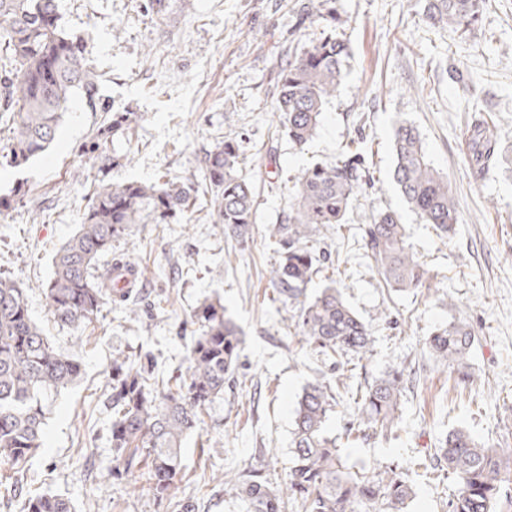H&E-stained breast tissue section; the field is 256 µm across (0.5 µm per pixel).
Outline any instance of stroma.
<instances>
[{
  "instance_id": "stroma-1",
  "label": "stroma",
  "mask_w": 512,
  "mask_h": 512,
  "mask_svg": "<svg viewBox=\"0 0 512 512\" xmlns=\"http://www.w3.org/2000/svg\"><path fill=\"white\" fill-rule=\"evenodd\" d=\"M331 2L350 46L338 91L313 138L295 147L276 112L281 63L318 33ZM178 23L148 11V0H58L61 25L80 34L85 57L111 108H133L143 121L117 176L153 182L192 177L221 136L236 138L244 176L254 187L256 224L246 245L225 237L209 204L198 201L174 224H136L112 244L142 273L136 304L105 306L97 321L57 323L42 285L52 257L78 230L98 171L81 155L104 113L74 96L54 141L26 165H0V274L22 289L32 319L82 366L54 396L44 446L24 467L27 490L68 498L75 512H176L196 499L199 512H237L231 479L249 467L283 486L291 466L293 408L310 383L339 385L328 430L347 464L400 468L415 486L409 512H448L456 488L446 472L412 462L452 428L512 448V0H484L467 39L425 18L426 0H169ZM495 123L499 154L474 164L465 132ZM411 123L431 165L447 178L459 212L443 239L405 203L392 178L393 130ZM372 159L373 186L361 188L342 230L316 236V295L337 281L346 302L370 324L375 343L360 361L327 356L294 334L297 308L276 301L270 235L288 209V189L312 163L333 161L351 142ZM393 210L427 272V285L397 291L361 247L357 227ZM221 301L243 334L240 366L223 396L206 409L203 429L181 450L173 496L156 500L144 478L112 474V360L149 356L158 376L186 371L202 302ZM476 335L467 385L429 353V334L454 320ZM409 379L395 429L347 437L360 422L357 396L387 368Z\"/></svg>"
}]
</instances>
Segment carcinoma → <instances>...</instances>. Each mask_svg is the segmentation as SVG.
<instances>
[{
  "mask_svg": "<svg viewBox=\"0 0 512 512\" xmlns=\"http://www.w3.org/2000/svg\"><path fill=\"white\" fill-rule=\"evenodd\" d=\"M483 0H428L426 18L465 38L478 25ZM321 29L278 73L277 112L288 139L305 145L315 134L322 112L336 97L347 42L336 33L339 19L332 7L321 14ZM0 61L10 69L0 76V124L13 129L0 159L20 167L55 139L68 103L82 95L92 109L111 112L100 101L99 80L84 57L83 39L59 24L57 0H0ZM142 114L112 112L86 144L102 177L94 185L83 222L55 255L43 293L57 321L81 326L98 318L105 305L129 301L132 282L118 287L131 263L117 259L99 265L112 242L135 224H171L195 204L196 193L209 197L215 223L240 242L252 237L256 224L254 188L242 173L237 141L228 136L207 151L199 173L187 181L143 183L109 179L129 155L109 150L128 136ZM393 180L406 203L444 238L459 223L448 180L427 160L415 128L397 125L393 133ZM472 158L479 166L497 153V135L489 124L467 131ZM370 183L358 151L334 162L315 163L295 178L290 205L271 236L279 256L270 282L277 299L297 306L295 335L326 354L361 358L374 342L372 330L331 284L312 298L307 285L320 262L314 237L327 226L348 223L357 191ZM365 256L386 284L398 291L420 288L426 271L406 243L405 228L394 211L378 212L361 228ZM199 327L188 350L186 373L158 380L151 363L135 365L126 357L112 360V475L141 473L159 501L172 496L181 472L183 442L201 430L202 411L224 394L239 366L241 334L219 301L204 302L191 315ZM476 342L461 320L435 330L429 352L448 369L470 380L469 356ZM81 375L80 363L59 352L30 318L22 289L0 277V487L22 498L23 512H72L59 495L32 494L16 475L43 447L47 400ZM404 372L390 368L361 394L360 425L388 431L398 418ZM338 393L322 382L308 384L297 400L290 453L292 467L285 487L271 485L251 467L234 486L238 512H405L415 490L397 468L350 466L336 438L327 432ZM433 469H445L457 483L449 512H493L503 486L512 481V449L478 442L460 427L448 432L434 449Z\"/></svg>",
  "mask_w": 512,
  "mask_h": 512,
  "instance_id": "cac0c4a2",
  "label": "carcinoma"
}]
</instances>
